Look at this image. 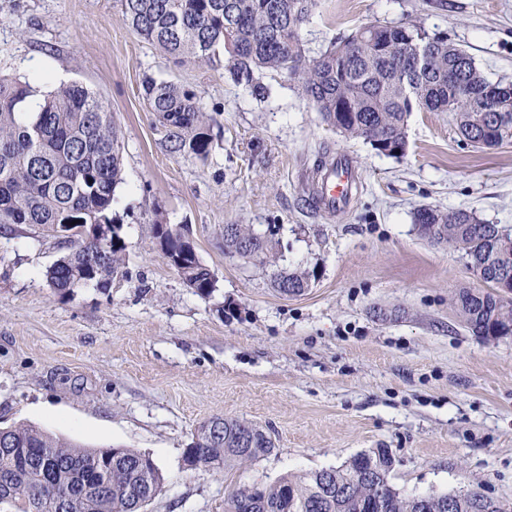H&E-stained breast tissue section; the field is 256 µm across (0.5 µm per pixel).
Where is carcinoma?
<instances>
[{
	"mask_svg": "<svg viewBox=\"0 0 512 512\" xmlns=\"http://www.w3.org/2000/svg\"><path fill=\"white\" fill-rule=\"evenodd\" d=\"M133 30L174 63L216 64L258 96L261 71L297 73L305 95L341 133L362 138L380 154L404 153L411 112H450L460 135L473 144L490 137L512 142V82L490 81L470 54L417 25L367 24L306 61L300 31L317 0H120ZM223 52H218V49ZM423 65L406 68V54ZM148 111L167 129L173 153L208 156L213 118L196 93L173 81L143 83ZM28 81L0 75V224H104L110 243L75 233L68 252L47 270L50 288L66 294L94 284L106 288L121 272L125 245L112 218L122 182L120 128L108 104L83 84L61 83L43 92L39 109ZM414 223L436 227L435 238L461 251L471 265L491 261L492 273L512 279V234L466 209L424 207ZM251 247L274 256L272 241L237 227L224 248ZM178 271L200 295L215 289L214 273L199 255ZM273 286L298 295L310 286L303 271L277 272ZM454 307L475 336L512 335V296L488 288H461ZM218 440L197 436L186 449L192 467L232 470L274 450L270 436L244 420L222 419ZM394 459L374 448L346 464L290 476L262 487H243L224 501V512H494L481 488L404 496L391 484ZM163 476L153 459L130 448H95L20 424L0 429V508L4 512H136L135 496L157 495Z\"/></svg>",
	"mask_w": 512,
	"mask_h": 512,
	"instance_id": "carcinoma-1",
	"label": "carcinoma"
}]
</instances>
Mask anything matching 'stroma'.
Wrapping results in <instances>:
<instances>
[{
    "instance_id": "stroma-1",
    "label": "stroma",
    "mask_w": 512,
    "mask_h": 512,
    "mask_svg": "<svg viewBox=\"0 0 512 512\" xmlns=\"http://www.w3.org/2000/svg\"><path fill=\"white\" fill-rule=\"evenodd\" d=\"M369 23L419 24L512 81V0H318L307 58ZM94 90L121 128L112 216L126 276L61 295L62 255L34 226H0V427L31 424L89 446L149 455L164 481L148 512H224L228 492L389 449L403 495L481 486L512 502V337L485 340L452 302L477 281L460 251L421 238V207L466 209L512 230V143L480 149L447 112H413L407 149L379 154L328 126L297 76L261 75L256 97L220 65L177 64L127 24L119 0H0V72L34 67ZM193 90L213 116L206 159L174 154L145 78ZM352 159V209L307 201L317 164ZM190 231L216 278L202 296L157 247V218ZM276 244L274 265L224 254V227ZM309 272L288 296L273 267ZM217 417L264 428L274 451L231 471L185 451Z\"/></svg>"
}]
</instances>
